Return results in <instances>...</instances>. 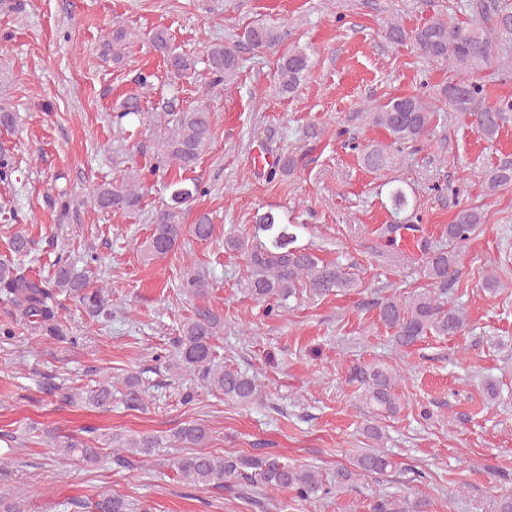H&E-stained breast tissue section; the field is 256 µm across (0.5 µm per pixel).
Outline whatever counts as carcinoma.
<instances>
[{"label":"carcinoma","instance_id":"carcinoma-1","mask_svg":"<svg viewBox=\"0 0 512 512\" xmlns=\"http://www.w3.org/2000/svg\"><path fill=\"white\" fill-rule=\"evenodd\" d=\"M493 27L483 29L464 23L450 26L440 18H431L412 31L393 24L387 30L388 39L400 44L413 43L419 53L427 59L449 65L459 71L479 72L491 67L494 61L493 46L497 37H512V3L497 0L485 6ZM130 33L112 22V30L103 41L104 54L112 55L119 63ZM249 43L262 49L277 47L282 31L276 26L257 25L246 31ZM152 50L159 55L171 81L189 80L197 72L199 60L173 42L169 29L156 28L149 36ZM204 63L211 83L221 85L236 76L242 62L234 50L222 43L206 47ZM311 60L303 49H294L280 55L276 61L274 78L281 93H294L303 76L310 69ZM458 91L448 96V88L441 90L448 109L469 118L471 125L487 141L496 139L505 112L512 110V101H501L492 106L484 105L487 96L485 85L474 79H459ZM177 97H172L164 106L165 130L149 145L154 163L151 171L160 172L175 168L180 175L170 179L166 185L169 192L154 220L150 236L143 242L144 252L150 256H166L177 248L184 232L180 216L184 208L196 198L207 193L197 179L187 181L182 173L196 168L203 153L214 139L212 112L203 104L182 109L177 106ZM113 122L123 126L144 124L146 112L141 104V95L129 94L113 109ZM437 117V111L421 102L416 96H401L390 100L379 111L372 113V124L386 130L392 144L402 146L413 143L426 135ZM18 122V113L13 106L0 100V129L11 132ZM358 151L364 168L380 171L390 166L395 155L381 144L352 146ZM299 164L296 155L283 153L274 160L270 177L285 180L295 174ZM18 172L13 149L0 145V181L12 182ZM141 170L133 166L121 178L104 179L96 183L90 194L93 208L106 215L132 214L141 207L144 198ZM488 194L512 186V162H504L484 174ZM388 200L393 214L399 215L411 206L403 185L392 184ZM47 205L62 214L69 213L73 200L65 192L49 194ZM484 223L483 212L477 207L459 208L447 227L448 246L433 248L426 239H416L421 251L424 276L429 288L410 301L402 303L385 299L377 303L378 320L393 331L392 340L400 348H408L425 336L448 337L459 334L464 327L462 312L448 305V291L459 278L461 248L475 235ZM302 224L288 223V217L271 210L255 215L253 224L245 231L232 230L225 234L224 249L240 255L244 260L245 276L243 288L252 298L268 304V313L283 306L289 298L307 292L315 297L339 294L357 287L351 274L339 263L323 261L312 248L299 244ZM418 229L411 224H384L380 235L386 244L393 246L401 233L407 229ZM191 233L199 240L212 236L213 224L208 214L199 215L191 226ZM11 258L0 260V300L16 309L15 322L26 325L42 336L62 341L67 338L65 325L60 321L62 304L59 294L66 293L78 299L95 317L108 316V300L99 288L89 286L87 277L75 271L73 265L58 256L55 261L54 278L32 274L21 262L32 250V241L22 232L8 237ZM184 292L196 297L207 294V277L201 273H189L181 282ZM224 330V318L211 307L202 304L194 308L193 314L182 325V334L177 339L178 351L171 366L194 371L201 375L207 388L224 394V397L239 403H248L257 396L255 380L247 373L225 366L217 361L214 344ZM352 379L360 383L361 401L370 408L394 415L399 411V399L394 393L397 377L380 365L359 366L354 369ZM126 406L138 410L143 405L139 379L126 378ZM50 393L69 406L82 400L94 408H105L112 401V385L103 384L86 394L76 393L68 387L47 383ZM175 437L197 449V452L181 459L176 466L179 478L194 486H205L216 490H227L235 497L250 503L252 507L267 512L275 507L269 492L288 491L299 501H317L341 490L351 481L353 472L348 469L336 471V488L323 482L320 475L310 469H297L283 462L273 453L256 455L216 456L202 450L210 437L207 426L198 422H187L175 432ZM55 447L67 456H77L85 462L97 460L99 451L87 442L72 436L59 439L52 436ZM120 448L132 452L113 454V464L119 468H132L139 458L149 457L161 447V440L150 434L134 435L118 442ZM392 466L383 452L370 449L361 454L356 462L362 473L383 474ZM71 506L78 512H130L127 500L117 494L102 493L98 499H75ZM427 497L397 498L383 495L371 506V512H429Z\"/></svg>","mask_w":512,"mask_h":512}]
</instances>
